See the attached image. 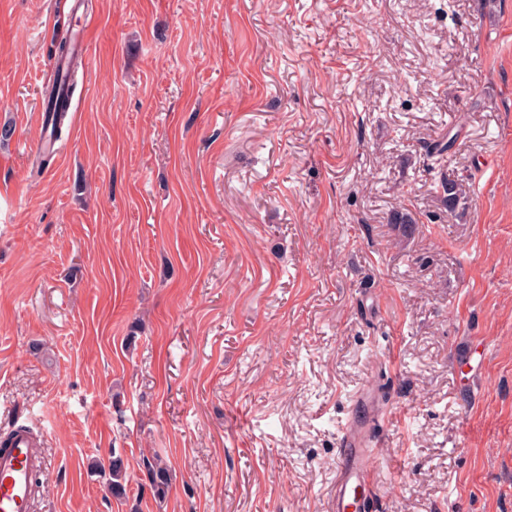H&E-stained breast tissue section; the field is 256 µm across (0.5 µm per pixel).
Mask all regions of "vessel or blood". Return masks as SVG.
<instances>
[{
    "label": "vessel or blood",
    "instance_id": "vessel-or-blood-1",
    "mask_svg": "<svg viewBox=\"0 0 512 512\" xmlns=\"http://www.w3.org/2000/svg\"><path fill=\"white\" fill-rule=\"evenodd\" d=\"M41 445V438L20 424L0 447V512H34V475L44 465ZM339 458L341 466L327 512H377L371 495L375 452L357 421H348L343 428Z\"/></svg>",
    "mask_w": 512,
    "mask_h": 512
}]
</instances>
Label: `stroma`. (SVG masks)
<instances>
[{"instance_id":"35a3bbf8","label":"stroma","mask_w":512,"mask_h":512,"mask_svg":"<svg viewBox=\"0 0 512 512\" xmlns=\"http://www.w3.org/2000/svg\"><path fill=\"white\" fill-rule=\"evenodd\" d=\"M4 124L0 430L45 442L35 512H326L366 386L379 512H512V0H0ZM58 69L46 87V114L52 113L54 128L58 131L66 116V101L74 85L76 54L70 38L63 37L54 44L52 50ZM440 189L442 190L440 193L441 199L450 211H455L460 207L465 208L466 196L459 183L444 177L440 182ZM145 465L152 493L159 499L165 498L171 481L170 470L161 465L157 458H153L152 462L147 459Z\"/></svg>"}]
</instances>
